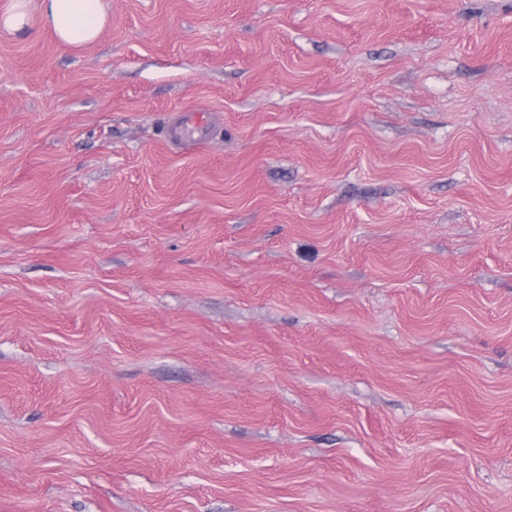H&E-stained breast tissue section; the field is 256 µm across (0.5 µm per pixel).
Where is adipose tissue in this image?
I'll return each instance as SVG.
<instances>
[{
    "label": "adipose tissue",
    "mask_w": 512,
    "mask_h": 512,
    "mask_svg": "<svg viewBox=\"0 0 512 512\" xmlns=\"http://www.w3.org/2000/svg\"><path fill=\"white\" fill-rule=\"evenodd\" d=\"M40 12L58 40L72 47L96 40L106 20L102 0H41Z\"/></svg>",
    "instance_id": "adipose-tissue-1"
}]
</instances>
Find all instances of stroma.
<instances>
[{
	"instance_id": "1",
	"label": "stroma",
	"mask_w": 512,
	"mask_h": 512,
	"mask_svg": "<svg viewBox=\"0 0 512 512\" xmlns=\"http://www.w3.org/2000/svg\"><path fill=\"white\" fill-rule=\"evenodd\" d=\"M102 3L0 30V512H512V0ZM40 12L58 40L72 47L96 40L106 20L101 0H41ZM209 122V115L202 112H185L181 125L176 132L180 140H190L195 137Z\"/></svg>"
}]
</instances>
